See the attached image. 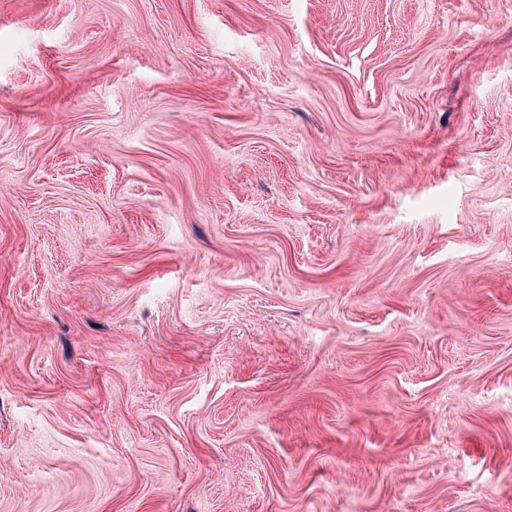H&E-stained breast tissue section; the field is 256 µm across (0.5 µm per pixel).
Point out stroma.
<instances>
[{"instance_id":"obj_1","label":"stroma","mask_w":512,"mask_h":512,"mask_svg":"<svg viewBox=\"0 0 512 512\" xmlns=\"http://www.w3.org/2000/svg\"><path fill=\"white\" fill-rule=\"evenodd\" d=\"M0 512H512V0H0Z\"/></svg>"}]
</instances>
